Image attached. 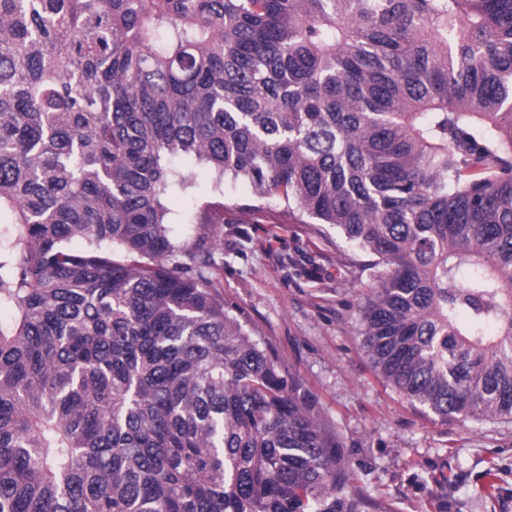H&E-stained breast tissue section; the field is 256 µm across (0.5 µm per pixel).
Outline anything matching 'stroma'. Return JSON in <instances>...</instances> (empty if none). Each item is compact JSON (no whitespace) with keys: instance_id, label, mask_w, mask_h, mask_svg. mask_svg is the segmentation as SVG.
Listing matches in <instances>:
<instances>
[{"instance_id":"1","label":"stroma","mask_w":512,"mask_h":512,"mask_svg":"<svg viewBox=\"0 0 512 512\" xmlns=\"http://www.w3.org/2000/svg\"><path fill=\"white\" fill-rule=\"evenodd\" d=\"M176 164L190 185L167 200L172 239L217 242L225 308L310 397L352 489L376 512H512V419H442L367 357L359 312L367 255L298 208L253 200L239 181L214 184L195 160ZM210 202L223 203V223H187Z\"/></svg>"}]
</instances>
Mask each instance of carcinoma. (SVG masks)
<instances>
[{"label": "carcinoma", "mask_w": 512, "mask_h": 512, "mask_svg": "<svg viewBox=\"0 0 512 512\" xmlns=\"http://www.w3.org/2000/svg\"><path fill=\"white\" fill-rule=\"evenodd\" d=\"M178 155L372 257L398 392L512 417V0H0V512H369Z\"/></svg>", "instance_id": "carcinoma-1"}]
</instances>
